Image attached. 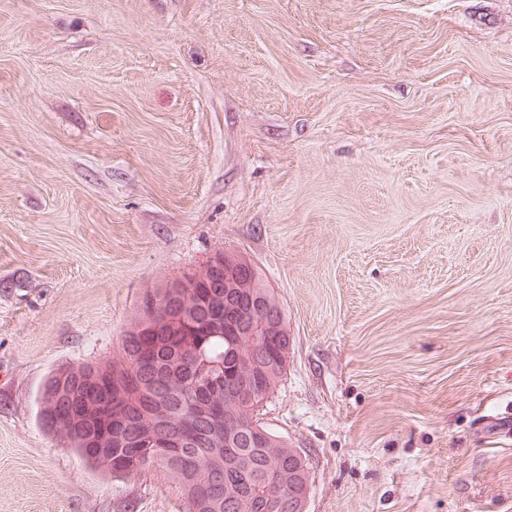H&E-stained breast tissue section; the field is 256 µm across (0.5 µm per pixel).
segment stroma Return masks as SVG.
I'll use <instances>...</instances> for the list:
<instances>
[{
  "mask_svg": "<svg viewBox=\"0 0 512 512\" xmlns=\"http://www.w3.org/2000/svg\"><path fill=\"white\" fill-rule=\"evenodd\" d=\"M219 251L307 512H512V0H0V512H186L39 399Z\"/></svg>",
  "mask_w": 512,
  "mask_h": 512,
  "instance_id": "obj_1",
  "label": "stroma"
}]
</instances>
